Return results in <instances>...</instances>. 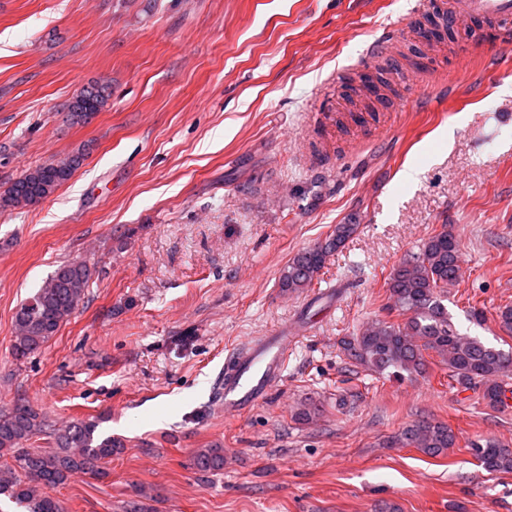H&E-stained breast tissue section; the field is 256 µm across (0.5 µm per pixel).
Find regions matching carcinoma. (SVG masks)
Instances as JSON below:
<instances>
[{"label": "carcinoma", "mask_w": 512, "mask_h": 512, "mask_svg": "<svg viewBox=\"0 0 512 512\" xmlns=\"http://www.w3.org/2000/svg\"><path fill=\"white\" fill-rule=\"evenodd\" d=\"M110 88L90 83L65 106L67 119L88 124L108 105ZM84 153L57 157L29 169L0 193V209H21L52 195L69 181L82 164ZM359 225L343 222L332 227L320 244L298 251L280 271L282 292L299 294L320 281L330 255L345 247ZM96 270L83 261L58 266L38 291L26 299L15 315L16 339L13 354L23 360L38 351L78 309ZM461 277L459 243L447 229L429 236L417 251L394 265L385 279L389 319L375 317L355 334L341 340L345 356L355 364L378 374H422L433 355L448 370V377L462 391L482 389V399L493 409L506 404L502 378L512 374V355L460 332L448 313V287ZM50 430V446L30 452L23 444ZM97 425L77 421L61 428H49L32 405L17 401L0 408V461L21 478L0 480L3 496L22 512H61L48 490L79 476L102 478L104 465L121 443L112 437L95 436ZM389 444L393 448H416L438 456L458 444L455 432L446 424L417 420L405 426ZM482 468L492 473L512 472V448L485 440L469 445ZM201 471L224 467V449L201 448L195 454Z\"/></svg>", "instance_id": "cac0c4a2"}]
</instances>
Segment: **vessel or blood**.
<instances>
[{
  "mask_svg": "<svg viewBox=\"0 0 512 512\" xmlns=\"http://www.w3.org/2000/svg\"><path fill=\"white\" fill-rule=\"evenodd\" d=\"M421 11L435 15L433 25L421 30V37L433 40L445 29L481 22L488 25L493 42H512V0H448L447 9L438 12L433 11L431 0H423ZM291 341V336L278 332L233 350L224 369L225 414H241L265 398L284 370Z\"/></svg>",
  "mask_w": 512,
  "mask_h": 512,
  "instance_id": "1",
  "label": "vessel or blood"
}]
</instances>
